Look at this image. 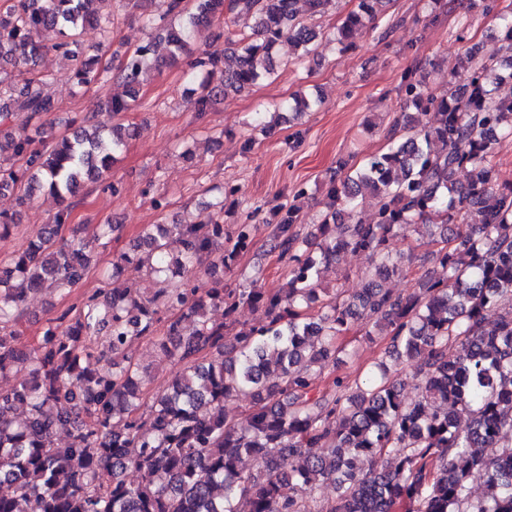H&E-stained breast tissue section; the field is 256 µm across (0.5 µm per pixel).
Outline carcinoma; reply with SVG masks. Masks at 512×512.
Segmentation results:
<instances>
[{
	"instance_id": "carcinoma-1",
	"label": "carcinoma",
	"mask_w": 512,
	"mask_h": 512,
	"mask_svg": "<svg viewBox=\"0 0 512 512\" xmlns=\"http://www.w3.org/2000/svg\"><path fill=\"white\" fill-rule=\"evenodd\" d=\"M95 2L0 0V192L19 193L22 204L43 190L63 198L103 180L133 132L88 117L72 135L50 139L32 125L57 110L44 93L48 76L20 68L42 51L40 31H57L54 49L75 59L66 77L77 91L114 80L125 88L105 104L114 116L144 106L151 63L160 70L194 55L191 78L200 82L187 104L201 117L275 74L283 36L300 58L318 37L298 17L297 0H157L141 16L146 42L109 67L105 45L86 58L79 40L88 24L110 33ZM386 2L357 0L335 27L339 50L377 27ZM226 11L238 27L224 31V46L193 53L196 31ZM185 12L187 23L172 24ZM482 13L502 21L499 60L458 56L470 81L442 97L406 70L404 97L427 122L393 129L387 149L357 166L339 161L310 228L296 207L277 208L266 246L285 264L283 287H224L218 272L238 268L260 225L226 230L218 200L196 224L143 229L136 249L112 259L114 278L169 274L181 285L150 298L130 286L99 287L48 319L37 345L23 351L15 325L28 293L77 287L97 246L65 235L66 209L23 253L0 261V378L27 373L0 387V512H512V184L500 183L496 162L499 138L512 135V96L498 94L512 82V10L482 0ZM311 105L301 93L280 109L301 117ZM462 170L464 184L456 181ZM360 197L371 200L370 224L355 219ZM411 231L434 247L440 271L397 294L382 280L403 272L392 243ZM348 250L366 254L372 269L357 293L332 295L320 287L321 270ZM201 271L213 275L208 288L192 286ZM244 307L263 310L266 323L238 328ZM358 321L387 328L389 357L365 381L335 376L315 395L336 361V339ZM140 338L179 367L148 403V368L132 350ZM459 342L463 352L449 356ZM422 352L409 401L389 365ZM238 396L252 410L230 421L224 403ZM60 429L69 438L61 447ZM246 458L257 472L243 470ZM129 469L138 481H126ZM327 480L337 495L322 505L318 488ZM475 481L484 488L478 499Z\"/></svg>"
}]
</instances>
